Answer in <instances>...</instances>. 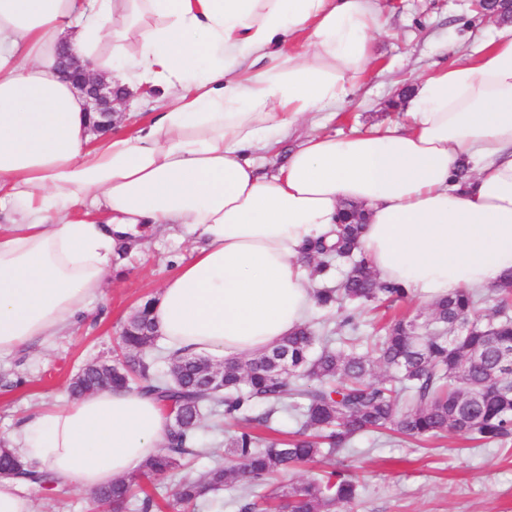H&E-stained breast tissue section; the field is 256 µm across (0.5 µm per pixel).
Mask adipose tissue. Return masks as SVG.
Wrapping results in <instances>:
<instances>
[{"label": "adipose tissue", "instance_id": "adipose-tissue-1", "mask_svg": "<svg viewBox=\"0 0 512 512\" xmlns=\"http://www.w3.org/2000/svg\"><path fill=\"white\" fill-rule=\"evenodd\" d=\"M385 25L382 0H0V357L71 328L102 300L119 241L154 224L205 241L151 308L169 346L197 354L252 355L306 324L305 247L348 203L373 270L409 295L506 283L512 24L422 79L405 122L296 134L347 100ZM63 48L163 110L95 131ZM169 425L152 397L98 392L23 418L16 453L92 492L155 455Z\"/></svg>", "mask_w": 512, "mask_h": 512}]
</instances>
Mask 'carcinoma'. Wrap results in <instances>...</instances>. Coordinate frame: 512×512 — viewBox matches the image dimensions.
I'll use <instances>...</instances> for the list:
<instances>
[{
  "instance_id": "cac0c4a2",
  "label": "carcinoma",
  "mask_w": 512,
  "mask_h": 512,
  "mask_svg": "<svg viewBox=\"0 0 512 512\" xmlns=\"http://www.w3.org/2000/svg\"><path fill=\"white\" fill-rule=\"evenodd\" d=\"M362 229L361 220L347 216L336 226V240L309 248L313 274L321 278L348 266L340 287L316 291L318 306L347 301L365 307L407 298L404 289L373 272L360 250ZM498 292L501 303L486 320L475 315L473 292L436 300L422 329L395 320L372 341L370 355L358 351L360 321L352 312L341 322L347 336H319L306 325L248 359L217 365L205 357L165 356L163 372L150 355L157 332L149 317L152 301L144 302L122 328L123 357L83 366L68 386L73 397L136 390L169 410L171 426L159 454L138 474L98 489L99 506L124 512L141 480L171 479L173 512H193L209 493L233 485L241 489V512H264L255 488L269 476L343 451L362 432L390 431L414 441L451 433L464 441L511 442L512 371L499 367L498 349L512 348V281ZM281 362L288 372H277ZM258 407L263 411L256 412ZM280 411L301 423L292 438L269 440L254 432ZM206 412L243 423L225 441L237 464L216 461L196 478H180L186 457L199 452L197 429ZM0 471L20 472L26 484L42 489L54 483L49 473L25 468L8 448H0ZM357 496L355 478L336 472L276 493L278 508L288 512H347Z\"/></svg>"
}]
</instances>
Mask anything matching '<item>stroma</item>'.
<instances>
[{"label":"stroma","mask_w":512,"mask_h":512,"mask_svg":"<svg viewBox=\"0 0 512 512\" xmlns=\"http://www.w3.org/2000/svg\"><path fill=\"white\" fill-rule=\"evenodd\" d=\"M385 33L375 35L376 61L336 117L320 116L301 133L347 135L375 124L403 120L402 105L421 78L463 58L491 37L493 19L473 0H384ZM194 237L181 227L146 232L117 257L104 301L84 313L73 332L35 344L0 360V375L18 374L24 386H0V442L9 441L18 422L40 408L67 401V385L93 359L113 355L123 324L146 300L157 298L163 281L189 258ZM429 299L407 298L380 305L365 315L363 334L374 323L406 316L425 320ZM357 476L355 512H512V443L464 448L455 436L425 443L355 436L344 453L283 475V482L307 480L331 470Z\"/></svg>","instance_id":"35a3bbf8"}]
</instances>
